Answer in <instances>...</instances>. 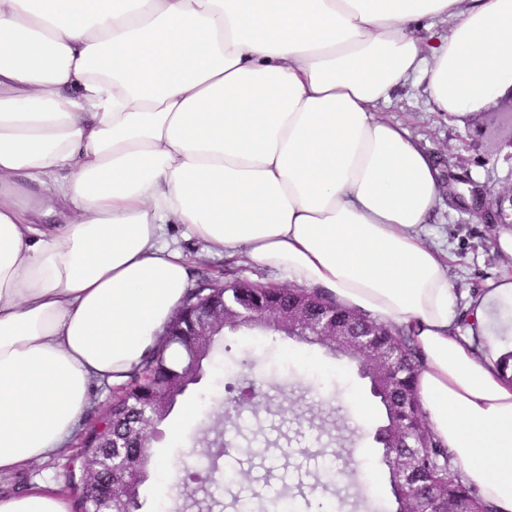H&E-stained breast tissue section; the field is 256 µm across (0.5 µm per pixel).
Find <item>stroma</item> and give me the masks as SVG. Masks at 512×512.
<instances>
[{
  "label": "stroma",
  "mask_w": 512,
  "mask_h": 512,
  "mask_svg": "<svg viewBox=\"0 0 512 512\" xmlns=\"http://www.w3.org/2000/svg\"><path fill=\"white\" fill-rule=\"evenodd\" d=\"M381 116L403 124L427 143L435 156L446 158L456 189L477 185L491 191L512 185V147L497 140L491 113L459 128L429 111L420 89L409 86L383 109ZM505 234H512V224L479 223L452 203L435 218L429 239L444 243L452 257L449 277L458 305L483 292L487 282L504 270H512V255L500 243ZM166 241L187 260L191 285L223 276L228 270L236 277L277 288L288 284L278 271L207 253L186 225H168ZM245 374L251 376L257 396L224 420L220 428H212L214 415L224 411L227 385ZM350 390L371 407L370 428L352 426L350 413L341 402L342 395ZM124 391L121 385L93 384L87 412L66 450L1 478L0 493L51 482L68 500L70 512H80V492L70 483L69 473L80 465L84 435ZM189 409L194 412L190 419L185 416ZM384 418L381 405L369 392L368 381L359 374L356 356L334 355L318 346L255 330L225 331L215 336L199 382L178 398L157 427L147 477L139 488V512H159L166 475L158 464L176 457L191 460V476L185 481L179 512H237V499L244 494L263 506L278 497L285 499L291 512H320V504L333 500L342 502L344 512H395L388 470L381 463L383 450L374 439L375 429ZM222 444L232 453L214 464L222 471L232 468L248 472L247 484L193 480V473L206 472L213 464L208 452ZM358 448L372 449L373 455L357 460L355 477L345 481L340 478L334 485L323 487L324 461L334 459L341 475L345 460Z\"/></svg>",
  "instance_id": "stroma-1"
}]
</instances>
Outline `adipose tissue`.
Masks as SVG:
<instances>
[{
  "mask_svg": "<svg viewBox=\"0 0 512 512\" xmlns=\"http://www.w3.org/2000/svg\"><path fill=\"white\" fill-rule=\"evenodd\" d=\"M512 94V0H0V476L58 455L93 380L152 351L209 252L405 329L463 482L512 512V273L458 307L443 172L379 113ZM0 512H68L53 485Z\"/></svg>",
  "mask_w": 512,
  "mask_h": 512,
  "instance_id": "adipose-tissue-1",
  "label": "adipose tissue"
}]
</instances>
